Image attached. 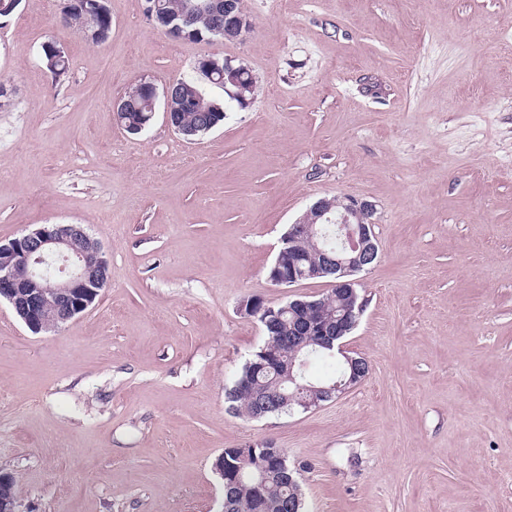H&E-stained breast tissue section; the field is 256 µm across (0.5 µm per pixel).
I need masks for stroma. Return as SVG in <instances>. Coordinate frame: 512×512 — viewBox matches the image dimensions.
<instances>
[{
	"label": "stroma",
	"mask_w": 512,
	"mask_h": 512,
	"mask_svg": "<svg viewBox=\"0 0 512 512\" xmlns=\"http://www.w3.org/2000/svg\"><path fill=\"white\" fill-rule=\"evenodd\" d=\"M67 0L0 21V241L84 224L108 285L59 332L0 302V472L17 512H219L227 448L273 440L305 512H512V0H244L240 41L174 39L145 0H106L108 42L63 27ZM69 70L53 79L49 40ZM246 62L248 108L187 141L112 104L139 79ZM376 206L347 336L367 377L309 412L248 420L224 389L264 342L247 296H321L267 271L321 198Z\"/></svg>",
	"instance_id": "obj_1"
}]
</instances>
